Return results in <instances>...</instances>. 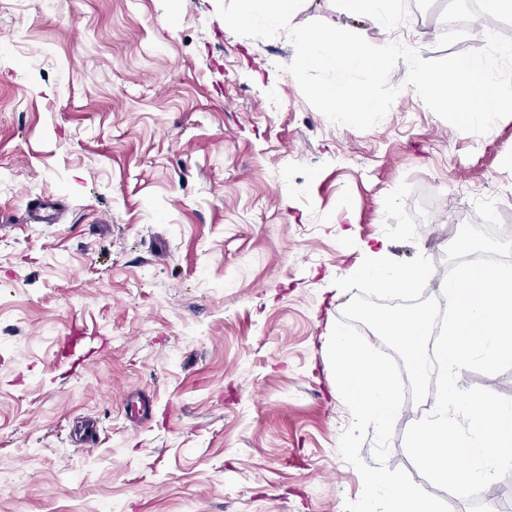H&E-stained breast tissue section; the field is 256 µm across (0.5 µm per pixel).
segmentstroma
<instances>
[{"instance_id": "35a3bbf8", "label": "stroma", "mask_w": 512, "mask_h": 512, "mask_svg": "<svg viewBox=\"0 0 512 512\" xmlns=\"http://www.w3.org/2000/svg\"><path fill=\"white\" fill-rule=\"evenodd\" d=\"M422 58L502 18L400 0ZM322 20L383 45L339 0ZM458 24L467 36L452 38ZM287 34L225 29L217 0H0V512H345L362 480L324 335L365 245L430 270L478 197L512 189V117L459 131L414 90L360 131L283 65ZM55 224L25 223L30 200ZM95 358L66 370L71 328ZM154 415L133 421L125 394ZM97 422L101 443L72 432ZM27 206L28 222L30 224H46L48 219L60 210L58 203L53 199L31 201ZM48 212H51L48 214Z\"/></svg>"}]
</instances>
